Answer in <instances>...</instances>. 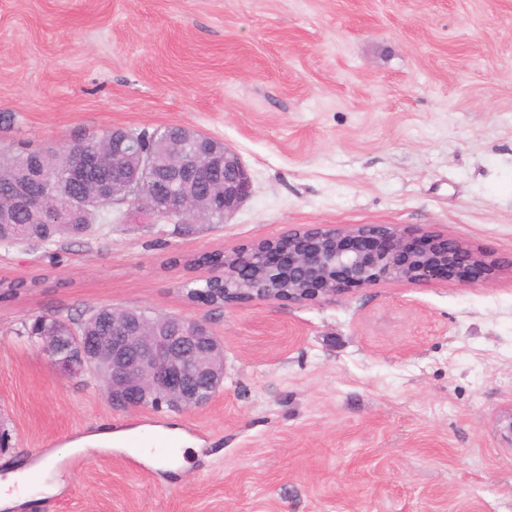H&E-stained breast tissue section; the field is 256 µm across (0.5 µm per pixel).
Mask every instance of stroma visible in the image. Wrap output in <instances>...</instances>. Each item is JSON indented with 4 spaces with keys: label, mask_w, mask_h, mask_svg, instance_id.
<instances>
[{
    "label": "stroma",
    "mask_w": 512,
    "mask_h": 512,
    "mask_svg": "<svg viewBox=\"0 0 512 512\" xmlns=\"http://www.w3.org/2000/svg\"><path fill=\"white\" fill-rule=\"evenodd\" d=\"M0 150L186 126L252 194L221 224L135 213L0 246V471L93 433L200 454L64 462L42 512H512V271L320 303L216 307L204 253L313 224L430 227L512 259V0H0ZM110 306L203 321L226 377L202 407L112 408L17 334Z\"/></svg>",
    "instance_id": "obj_1"
}]
</instances>
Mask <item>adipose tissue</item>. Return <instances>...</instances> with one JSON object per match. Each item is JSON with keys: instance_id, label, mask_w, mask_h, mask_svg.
Here are the masks:
<instances>
[{"instance_id": "adipose-tissue-1", "label": "adipose tissue", "mask_w": 512, "mask_h": 512, "mask_svg": "<svg viewBox=\"0 0 512 512\" xmlns=\"http://www.w3.org/2000/svg\"><path fill=\"white\" fill-rule=\"evenodd\" d=\"M111 448L112 433L104 430L83 437L73 448L45 454L33 466L6 468L0 480V512H39L44 497L58 494L63 486L60 464L66 457Z\"/></svg>"}]
</instances>
